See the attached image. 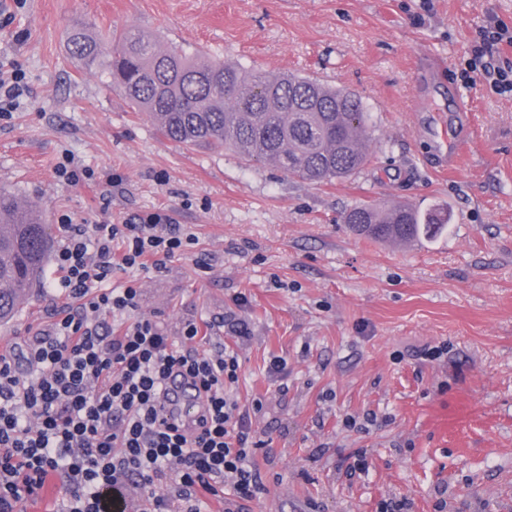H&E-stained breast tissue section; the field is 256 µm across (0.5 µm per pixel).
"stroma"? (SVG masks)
<instances>
[{"label":"stroma","mask_w":512,"mask_h":512,"mask_svg":"<svg viewBox=\"0 0 512 512\" xmlns=\"http://www.w3.org/2000/svg\"><path fill=\"white\" fill-rule=\"evenodd\" d=\"M512 0H0V66L26 75L0 119V190L61 215L122 223L161 211L195 236L143 275L139 314L195 321L210 347L245 321L239 399L271 443L249 512H512V98L462 81L488 14ZM136 29L158 45L359 94L375 160L312 185L233 152L163 138L104 73L68 53L72 22ZM470 109L456 169L440 142ZM71 154L95 173L74 186ZM123 178L119 186L111 175ZM446 208L432 240L374 242L342 222L355 203ZM53 270L0 338L23 339L67 302ZM288 362L270 377L272 357ZM457 415L440 434L442 411ZM57 175L71 185H88L93 181V173L74 161V158L65 156L56 167Z\"/></svg>","instance_id":"stroma-1"}]
</instances>
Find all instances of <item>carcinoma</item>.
I'll use <instances>...</instances> for the list:
<instances>
[{"label":"carcinoma","mask_w":512,"mask_h":512,"mask_svg":"<svg viewBox=\"0 0 512 512\" xmlns=\"http://www.w3.org/2000/svg\"><path fill=\"white\" fill-rule=\"evenodd\" d=\"M68 46L85 66L104 68L134 110L172 142L231 149L245 162L316 185L351 178L374 159L370 113L353 92L295 74L254 76L235 64L162 49L134 29L102 34L82 20L72 24ZM343 220L357 236L407 243L441 234L448 215L362 201ZM49 246L36 210L0 192V324L43 279Z\"/></svg>","instance_id":"1"}]
</instances>
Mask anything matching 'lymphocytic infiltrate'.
<instances>
[{"mask_svg":"<svg viewBox=\"0 0 512 512\" xmlns=\"http://www.w3.org/2000/svg\"><path fill=\"white\" fill-rule=\"evenodd\" d=\"M477 38L463 79L512 96V58L500 54L512 48V24L488 15ZM60 227L54 265L68 305L53 310L47 327L0 345V512H21L51 477L66 512H123L125 488L143 492L139 512H202L206 494L224 512H246L265 491L255 460L265 442L251 428L264 404L240 405L237 351L195 348L197 323L173 335L138 315V279L108 285L118 269L162 271L193 234L160 212L93 226L65 215ZM19 357L26 373L16 369ZM175 371L207 405L193 431L160 416Z\"/></svg>","mask_w":512,"mask_h":512,"instance_id":"f902f5d3","label":"lymphocytic infiltrate"}]
</instances>
